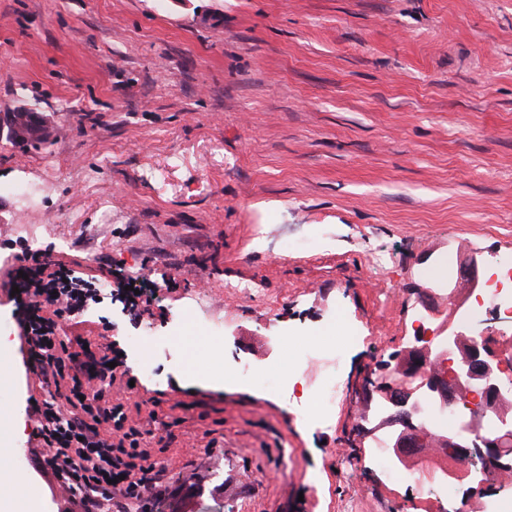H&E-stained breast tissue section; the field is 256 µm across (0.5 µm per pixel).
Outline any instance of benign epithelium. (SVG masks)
<instances>
[{
  "label": "benign epithelium",
  "instance_id": "benign-epithelium-1",
  "mask_svg": "<svg viewBox=\"0 0 512 512\" xmlns=\"http://www.w3.org/2000/svg\"><path fill=\"white\" fill-rule=\"evenodd\" d=\"M29 122L40 126L44 140H49V119L26 105H17L0 114V139L25 144L24 130ZM483 263L482 254L474 252L467 254L460 265V279L466 282L471 294L482 287L479 267ZM436 288L448 290V324L442 328L448 333V344L440 347V352L457 359L456 369L446 378L432 379L427 377V370L435 360L431 348H414L398 355L399 378L381 390L383 400L391 409L388 418L393 430L387 439L388 448L399 461L419 451L423 445L419 426L421 402L433 394L445 404L461 403L470 410L468 419L456 430L437 436L440 447L449 449L458 459L483 460L499 471H511L512 415L503 410L505 401L498 388L501 352L494 342H479L460 331L462 303L457 297V284H438ZM485 417L496 421L494 434L471 438L469 428Z\"/></svg>",
  "mask_w": 512,
  "mask_h": 512
}]
</instances>
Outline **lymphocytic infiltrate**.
I'll return each instance as SVG.
<instances>
[{
  "label": "lymphocytic infiltrate",
  "instance_id": "lymphocytic-infiltrate-1",
  "mask_svg": "<svg viewBox=\"0 0 512 512\" xmlns=\"http://www.w3.org/2000/svg\"><path fill=\"white\" fill-rule=\"evenodd\" d=\"M6 284L18 287L13 301L21 312L19 327L22 363L26 372L41 377L43 385L66 383L73 397L70 412L57 400H43L41 435L54 454L50 465L69 488L82 493L87 512H99L103 502L140 499L156 488L158 476L141 433L126 427L123 406L102 407L100 393L87 385L113 377L106 360H80L69 353L60 336L63 322L83 310L91 288L79 272L56 265L49 250L25 253L19 267L7 268ZM53 316H44L45 307ZM111 423L113 436L101 435L100 423Z\"/></svg>",
  "mask_w": 512,
  "mask_h": 512
}]
</instances>
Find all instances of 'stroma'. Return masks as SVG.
<instances>
[{
	"label": "stroma",
	"instance_id": "obj_1",
	"mask_svg": "<svg viewBox=\"0 0 512 512\" xmlns=\"http://www.w3.org/2000/svg\"><path fill=\"white\" fill-rule=\"evenodd\" d=\"M18 104L53 131L0 140V219L24 216L19 178L49 188L68 239L55 259L106 284L62 336L121 355L102 404L141 430L157 497L199 486L224 512L512 499V481L470 476L441 496L418 455L395 481L373 461L388 430L374 383L416 347L421 289L457 280L469 251L512 252V0H0V113ZM176 325L177 344L128 345ZM9 332L0 414L26 429L0 448L17 446L39 512H84L35 464L52 454L32 405L46 393ZM286 332L343 353L319 425L303 420L319 372L273 395L203 369L211 341L228 364L294 363Z\"/></svg>",
	"mask_w": 512,
	"mask_h": 512
}]
</instances>
